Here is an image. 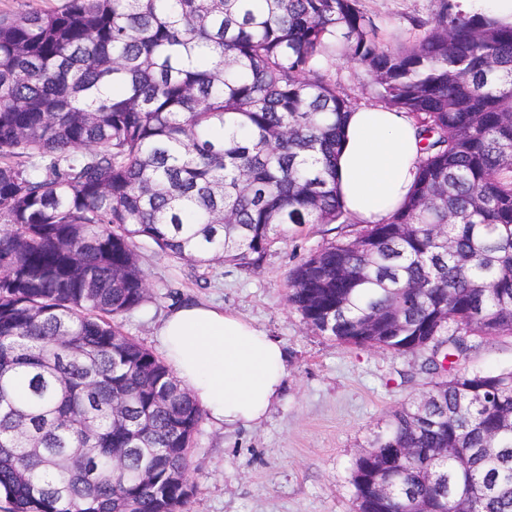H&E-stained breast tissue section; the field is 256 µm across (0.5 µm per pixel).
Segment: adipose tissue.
Wrapping results in <instances>:
<instances>
[{"label": "adipose tissue", "mask_w": 512, "mask_h": 512, "mask_svg": "<svg viewBox=\"0 0 512 512\" xmlns=\"http://www.w3.org/2000/svg\"><path fill=\"white\" fill-rule=\"evenodd\" d=\"M420 143L406 113L382 106L352 112L336 158L339 199L362 224H376L407 199ZM167 364L215 423L248 426L280 401L287 376L278 340L218 305L183 303L158 332Z\"/></svg>", "instance_id": "1"}]
</instances>
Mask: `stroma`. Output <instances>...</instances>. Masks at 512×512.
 Listing matches in <instances>:
<instances>
[{
  "label": "stroma",
  "instance_id": "stroma-1",
  "mask_svg": "<svg viewBox=\"0 0 512 512\" xmlns=\"http://www.w3.org/2000/svg\"><path fill=\"white\" fill-rule=\"evenodd\" d=\"M440 0H359L382 42L409 45L423 34L415 22ZM331 82L373 105L371 73L340 62ZM344 224L291 228L254 272L229 265L192 267L155 248L142 251L150 300L126 315L123 332L159 352L156 331L165 315L194 300L224 307L278 339L287 354L282 399L257 425L220 427L203 418L191 457L190 512H356L352 472L391 415L433 382L425 352L397 354L338 344L307 329L288 302L287 277L305 256L353 234ZM465 372L512 368V336L477 340L458 362Z\"/></svg>",
  "mask_w": 512,
  "mask_h": 512
}]
</instances>
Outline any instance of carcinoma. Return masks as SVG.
I'll return each instance as SVG.
<instances>
[{"label": "carcinoma", "mask_w": 512, "mask_h": 512, "mask_svg": "<svg viewBox=\"0 0 512 512\" xmlns=\"http://www.w3.org/2000/svg\"><path fill=\"white\" fill-rule=\"evenodd\" d=\"M391 49L358 0H67L0 15V498L7 512H188L203 418L119 319L140 249L257 270L288 225L350 224L336 155L365 66L420 137L408 200L303 258L312 331L404 354L430 400L355 462L357 512H512V24L442 0ZM413 452L385 497L372 469ZM512 368V336L477 339L476 346L458 361L457 369L465 372H490Z\"/></svg>", "instance_id": "obj_1"}]
</instances>
